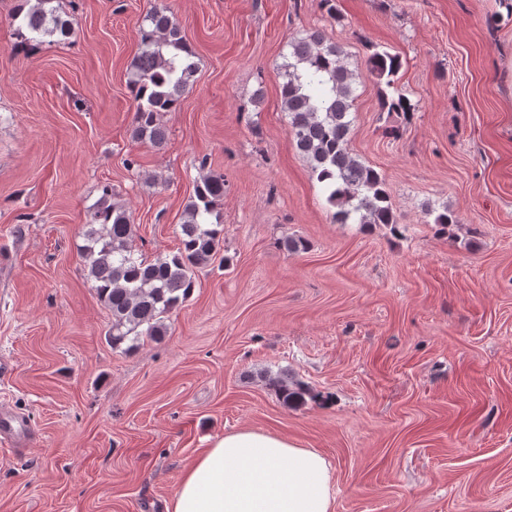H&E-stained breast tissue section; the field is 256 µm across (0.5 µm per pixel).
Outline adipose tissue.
Returning a JSON list of instances; mask_svg holds the SVG:
<instances>
[{
	"instance_id": "obj_1",
	"label": "adipose tissue",
	"mask_w": 512,
	"mask_h": 512,
	"mask_svg": "<svg viewBox=\"0 0 512 512\" xmlns=\"http://www.w3.org/2000/svg\"><path fill=\"white\" fill-rule=\"evenodd\" d=\"M167 512H333L330 464L283 435L229 432L186 467Z\"/></svg>"
}]
</instances>
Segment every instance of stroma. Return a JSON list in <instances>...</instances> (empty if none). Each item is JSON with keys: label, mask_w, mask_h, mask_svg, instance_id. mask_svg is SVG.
Here are the masks:
<instances>
[{"label": "stroma", "mask_w": 512, "mask_h": 512, "mask_svg": "<svg viewBox=\"0 0 512 512\" xmlns=\"http://www.w3.org/2000/svg\"><path fill=\"white\" fill-rule=\"evenodd\" d=\"M74 35L11 51L0 0V512H166L185 467L241 429L331 465L333 512H512V13L501 0H55ZM166 7L195 52L169 135L132 137L138 29ZM322 30L350 66L399 54L410 119L356 84L350 148L397 218L337 224L288 135V42ZM389 125L403 128L386 137ZM223 173L228 265L197 272L164 338L105 341L78 252L111 188L147 259L175 253L198 177ZM453 211L440 231L432 214ZM286 237L308 248L290 253ZM285 371L322 400L284 407ZM32 429L19 417L0 413V439H11L19 446L26 447L31 442Z\"/></svg>", "instance_id": "35a3bbf8"}]
</instances>
